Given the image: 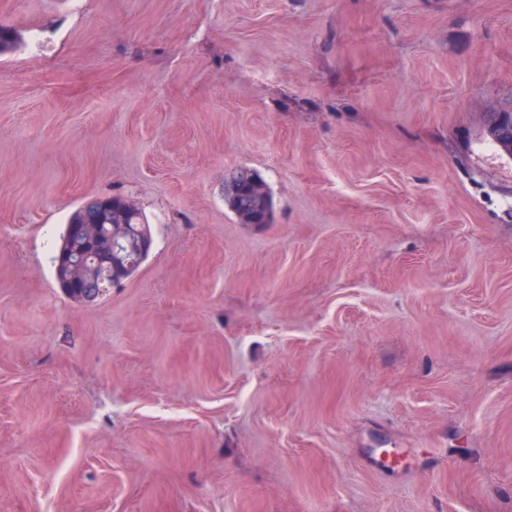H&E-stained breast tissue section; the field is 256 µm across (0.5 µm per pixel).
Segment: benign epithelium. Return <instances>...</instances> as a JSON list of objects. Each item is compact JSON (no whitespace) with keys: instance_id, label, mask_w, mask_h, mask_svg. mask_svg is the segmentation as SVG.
<instances>
[{"instance_id":"benign-epithelium-1","label":"benign epithelium","mask_w":512,"mask_h":512,"mask_svg":"<svg viewBox=\"0 0 512 512\" xmlns=\"http://www.w3.org/2000/svg\"><path fill=\"white\" fill-rule=\"evenodd\" d=\"M487 134L512 157V104L490 114ZM120 220L121 214H112L105 201L96 198L82 204L77 209L75 223L67 225L70 233L86 241L104 234L110 241V251L105 256L89 250L59 251L55 260L56 274L68 286L67 295L72 300L84 303L100 298L107 289L131 278L137 262L152 249L153 239L148 235L130 244L120 235L112 234Z\"/></svg>"}]
</instances>
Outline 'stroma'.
Returning <instances> with one entry per match:
<instances>
[{
    "instance_id": "obj_1",
    "label": "stroma",
    "mask_w": 512,
    "mask_h": 512,
    "mask_svg": "<svg viewBox=\"0 0 512 512\" xmlns=\"http://www.w3.org/2000/svg\"><path fill=\"white\" fill-rule=\"evenodd\" d=\"M1 25L0 512H512V0ZM240 167L270 223L225 204ZM115 194L153 248L75 302L52 259ZM487 134L512 157V103L490 114Z\"/></svg>"
}]
</instances>
